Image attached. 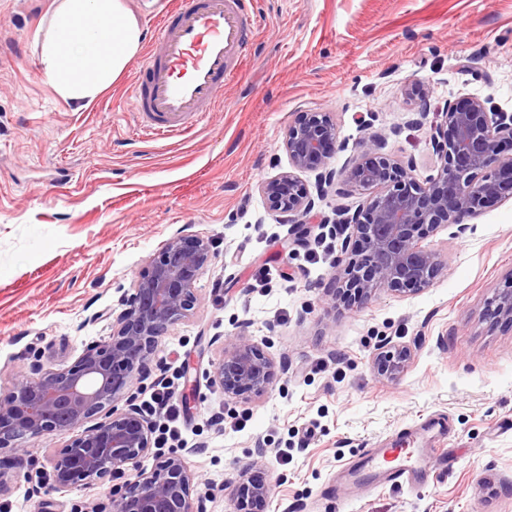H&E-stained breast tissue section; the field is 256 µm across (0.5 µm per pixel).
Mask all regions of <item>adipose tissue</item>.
Listing matches in <instances>:
<instances>
[{
  "label": "adipose tissue",
  "instance_id": "adipose-tissue-1",
  "mask_svg": "<svg viewBox=\"0 0 512 512\" xmlns=\"http://www.w3.org/2000/svg\"><path fill=\"white\" fill-rule=\"evenodd\" d=\"M40 65L54 93L93 102L137 57L143 40L132 0H52Z\"/></svg>",
  "mask_w": 512,
  "mask_h": 512
}]
</instances>
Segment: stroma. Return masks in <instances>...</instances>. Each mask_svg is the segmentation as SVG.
Masks as SVG:
<instances>
[{"label":"stroma","instance_id":"1","mask_svg":"<svg viewBox=\"0 0 512 512\" xmlns=\"http://www.w3.org/2000/svg\"><path fill=\"white\" fill-rule=\"evenodd\" d=\"M49 0H0V396L33 353L71 366L107 339L119 298L182 225L213 243L192 314L157 342L151 371L177 390L193 360L197 388L182 425L204 512H232L261 476L267 512H512V323L485 311L512 278V200L426 232L443 269L416 293L378 289L361 307L335 295L349 225H310L294 242L260 185L290 171L283 141L301 115L329 113L330 164L365 147L414 175L436 174L432 127L448 103L476 97L512 113V0H255L252 62L224 86V109L195 135L143 140L131 89L144 55L90 105L47 85L37 31ZM242 335L272 358L267 391L225 396L209 374L219 338ZM409 348L394 377L374 354ZM439 415L447 470L408 489L329 493L370 448ZM68 436L25 438L0 512L61 501L90 512L124 474L58 492ZM288 450L287 464L276 455Z\"/></svg>","mask_w":512,"mask_h":512}]
</instances>
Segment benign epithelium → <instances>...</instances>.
<instances>
[{"label":"benign epithelium","mask_w":512,"mask_h":512,"mask_svg":"<svg viewBox=\"0 0 512 512\" xmlns=\"http://www.w3.org/2000/svg\"><path fill=\"white\" fill-rule=\"evenodd\" d=\"M337 142L336 124L325 112L307 113L288 126L284 147L294 168L316 174L310 190L293 173L261 183L274 211L298 224H349L357 247L343 248L337 264L345 265V300L356 304L378 288L413 293L430 286L441 269L439 254L419 244L424 227L465 226L492 200L512 199V113L496 112L478 98L450 102L433 127L431 142L441 165L419 182L412 166L364 150L345 171L329 167ZM341 180L356 190L379 188L366 207L338 212L333 221L314 213L315 198ZM212 242L182 226L150 266L125 291L124 306L112 333L86 347L69 367L50 369L34 357L29 371L16 376L9 394L0 398V454L24 451L19 440L74 434L54 465L59 491L107 476L133 471V485L112 489L110 508L95 512H202V501L189 473L188 448L154 453V424L138 404L140 392L157 386L148 362L158 338L186 317L197 301L196 284L208 267ZM512 322V278L488 309ZM410 358L407 347L385 343L377 348L375 368L392 377ZM273 363L242 336L222 341V357L211 379L227 395L263 394ZM150 384H145L146 380ZM153 455L152 470L140 468ZM268 488L257 479L241 486L233 512H266Z\"/></svg>","instance_id":"benign-epithelium-1"}]
</instances>
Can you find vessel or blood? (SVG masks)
<instances>
[{
  "label": "vessel or blood",
  "instance_id": "vessel-or-blood-1",
  "mask_svg": "<svg viewBox=\"0 0 512 512\" xmlns=\"http://www.w3.org/2000/svg\"><path fill=\"white\" fill-rule=\"evenodd\" d=\"M252 0H163L150 28L148 57L131 91L139 130L167 138L194 129L223 104L222 88L239 74L254 36ZM445 419H431L392 447L365 453L355 483L413 485L448 466Z\"/></svg>",
  "mask_w": 512,
  "mask_h": 512
}]
</instances>
